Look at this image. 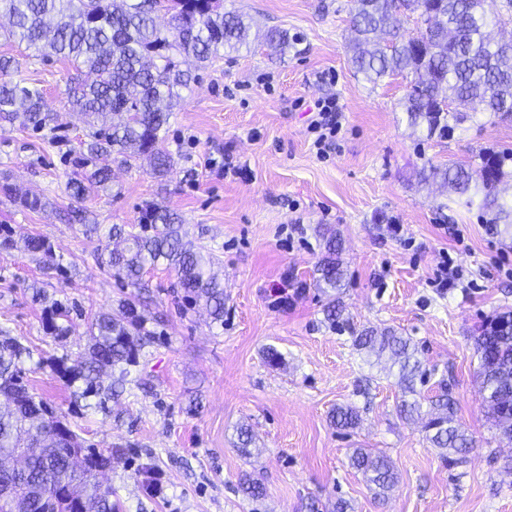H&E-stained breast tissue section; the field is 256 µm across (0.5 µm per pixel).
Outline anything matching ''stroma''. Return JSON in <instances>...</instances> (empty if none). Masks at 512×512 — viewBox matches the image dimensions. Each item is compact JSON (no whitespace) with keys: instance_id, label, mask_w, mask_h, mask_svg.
<instances>
[{"instance_id":"35a3bbf8","label":"stroma","mask_w":512,"mask_h":512,"mask_svg":"<svg viewBox=\"0 0 512 512\" xmlns=\"http://www.w3.org/2000/svg\"><path fill=\"white\" fill-rule=\"evenodd\" d=\"M251 24L257 51L230 53L198 70L165 133L177 165L164 178L148 163L112 166V181L86 202L101 232L141 224L154 205L177 213L182 235L216 258L224 280V320L186 300L165 266L147 269L146 327L154 339L128 385L106 409L76 397L54 372L84 352L91 318L115 306L121 282L96 261V235L66 223L65 182L77 168L88 126L69 103L75 69L53 57L31 58L23 74L55 116L36 133L0 128V178L42 194L33 213L0 191V224L15 240L39 235L56 269L39 254L0 247V334L28 347V387L67 414L85 444L114 452L105 480L122 512H512V442L491 425L479 391L473 337L503 307L512 308V235L490 231L481 196L470 206L424 167H476L484 151L512 150V121L483 112L445 138L411 125L403 110L407 82L374 85L350 61L352 0H223ZM299 38L284 56L261 49L271 28ZM338 98L341 127L322 158L307 126V104ZM246 168L239 177L225 164ZM402 225L392 236L389 225ZM459 225L463 240L441 232ZM341 244V316L334 329L317 288L324 237ZM449 252L462 277L433 288L432 271ZM45 284L72 321L53 339L30 283ZM288 304L275 305L277 289ZM393 329L408 336L430 373L428 390L447 380L455 419L474 441L462 463L445 465L422 420L399 418L398 369L358 349L352 329ZM280 353L269 365L267 349ZM361 415L356 429L336 428V406ZM254 438L237 449L238 430ZM357 448L384 451L398 474L386 500L374 497L349 464ZM251 475L264 495L252 501L239 482Z\"/></svg>"}]
</instances>
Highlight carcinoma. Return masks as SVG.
Segmentation results:
<instances>
[{"label":"carcinoma","mask_w":512,"mask_h":512,"mask_svg":"<svg viewBox=\"0 0 512 512\" xmlns=\"http://www.w3.org/2000/svg\"><path fill=\"white\" fill-rule=\"evenodd\" d=\"M170 16L169 27L160 28L155 15ZM9 18L0 38L25 45L42 56H60L76 71L93 76L89 83L72 88L70 103L93 128L81 170L65 183L70 206L64 219L85 223L83 203L111 180L108 159L116 155L128 167L141 157L150 159L153 173L168 175L175 164L161 147L172 111L183 100L182 91L194 77L180 68L179 58L192 57L201 64L220 58L224 49H252L250 24L234 11H224L220 0H0V15ZM414 15L420 23L415 36H405L393 26L397 16ZM512 19V0H500L491 15L484 0H354L350 12L351 63L371 83L402 76L407 83L404 110L415 125H426L428 136H443L469 112L512 116V41L494 40L489 28ZM298 41L288 32L272 29L263 45L284 53ZM0 72L13 78L0 83V127L15 123L38 131L54 116L45 108L43 93L27 84L22 62L0 55ZM512 151L479 155L473 172L463 166L430 169L450 190L464 195L483 194V206L493 213L489 223L512 232V206L500 202L499 186L512 178L508 165ZM30 212L47 202L35 192L16 194ZM141 231L113 228L112 237L125 245L112 247L107 240L97 248L99 265L124 280L130 292L110 311H102L87 329L84 358L74 367L60 361L54 371L67 382L81 383L80 397L98 399L102 406L120 396L131 383L130 368L138 364L152 340L146 318L136 301L144 289L145 268L163 265L176 272L191 301H203L216 322L224 321V282L214 273L213 256L183 241L174 213L154 208ZM318 271V286L342 287L343 270L336 241L325 243ZM22 250L53 257L52 247L41 236H28ZM51 334L64 338L70 331L69 311L61 303L47 307ZM354 345L377 356L388 354L398 366L405 397L397 403L400 417L410 420L429 405L425 429L443 461L452 463L472 447L473 439L455 422V402L448 384L441 394L428 397L416 390L426 385L428 373L408 337L387 330L376 335L362 330ZM480 392L491 410L501 438L512 441V310L498 313L475 336ZM29 348L16 340L0 339V396L13 400L0 406V460L20 454L25 468L0 464V512H78L75 497L89 504L90 512H120L121 503L112 486L102 487L95 473L112 468V454L84 447L76 433L65 439L58 431L69 424L63 413L53 412L35 400L23 384L20 364ZM336 427L354 429L360 418L356 408L336 407ZM84 452L82 464L73 456ZM350 465L360 471L383 499L397 476L390 459L379 451L356 448Z\"/></svg>","instance_id":"1"}]
</instances>
